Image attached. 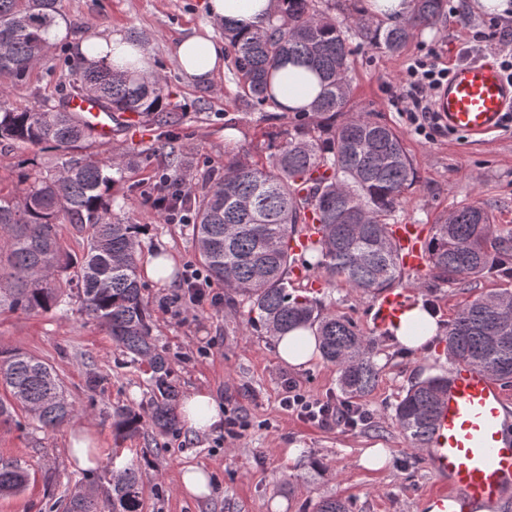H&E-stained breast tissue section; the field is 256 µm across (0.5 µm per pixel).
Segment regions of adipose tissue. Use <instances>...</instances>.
I'll return each instance as SVG.
<instances>
[{
    "instance_id": "obj_1",
    "label": "adipose tissue",
    "mask_w": 512,
    "mask_h": 512,
    "mask_svg": "<svg viewBox=\"0 0 512 512\" xmlns=\"http://www.w3.org/2000/svg\"><path fill=\"white\" fill-rule=\"evenodd\" d=\"M273 7L272 0L205 2L210 17L244 28L259 24L272 12ZM77 52L81 60L89 66L107 62L121 69L131 62L140 73H149L151 69L144 46L117 33L91 35L79 44ZM174 52L183 73L190 81L211 84L224 69V42L212 34H192L183 37L176 42ZM304 73V68L288 62L280 66L274 83V94L281 107L300 109L310 106L319 91L316 82H309L303 87L293 83L295 77ZM180 413L182 420L199 432L218 428L224 419L222 405L205 389L187 391L181 402Z\"/></svg>"
}]
</instances>
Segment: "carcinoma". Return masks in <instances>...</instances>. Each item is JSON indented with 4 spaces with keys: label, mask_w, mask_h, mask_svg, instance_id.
<instances>
[{
    "label": "carcinoma",
    "mask_w": 512,
    "mask_h": 512,
    "mask_svg": "<svg viewBox=\"0 0 512 512\" xmlns=\"http://www.w3.org/2000/svg\"><path fill=\"white\" fill-rule=\"evenodd\" d=\"M275 19L251 31L222 24L233 50L238 97L247 112L276 109L271 82L284 61L303 67L319 92L300 110L288 138L275 146L267 165L240 158L224 162V173L209 177L200 192L183 182L182 159L163 107L166 81L155 75L116 71L107 63L87 67L63 60L69 88L54 105L11 107L9 93L24 83L46 58L50 36L64 18V0H0V140L21 146H50L61 152L58 166L45 173L22 171L14 193L0 192V311L62 310L77 290L81 309L103 326L129 362H147V401L142 411L112 413L116 434L129 437L146 427L173 433L177 387L153 336L148 300L138 272L137 237L132 224L107 199L113 174L127 169L128 153L101 158L95 139L68 100L90 96L114 114L130 113L165 130L171 169L163 175L169 206L185 207L192 238L209 276L224 283L225 302H250L247 323L270 335L309 329L318 337L323 360L336 368L341 391L365 397L376 382L373 340L350 320L327 311L317 300L289 291L295 263L287 242L301 224L319 225L305 247L315 254L308 266L326 287L343 283L375 294L402 283L403 268L392 239L405 193L417 172L400 136L391 127L352 113L348 33L369 45L396 53L414 32L440 26L448 0H412L411 13L386 27L361 12L341 18L332 0H276ZM349 116L336 122V114ZM332 170L307 192L301 184L317 169ZM87 229L86 249L72 255L62 245L59 225ZM427 266L422 283L438 289L487 276L512 278V236H494L492 215L477 202L459 207L431 226L423 246ZM450 360L466 362L504 386L512 384V289L479 294L448 321L443 338ZM448 377L414 382L395 408L409 444L423 448L430 439L439 396ZM0 424L19 405L39 428L55 430L75 414L53 367L19 350H0ZM30 474L19 464L0 466V496L23 492ZM141 472L130 464L112 480V496L101 501L76 490L64 512H142ZM313 512H350L341 498L318 501Z\"/></svg>",
    "instance_id": "cac0c4a2"
}]
</instances>
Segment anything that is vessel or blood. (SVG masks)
<instances>
[{
	"instance_id": "b4317fda",
	"label": "vessel or blood",
	"mask_w": 512,
	"mask_h": 512,
	"mask_svg": "<svg viewBox=\"0 0 512 512\" xmlns=\"http://www.w3.org/2000/svg\"><path fill=\"white\" fill-rule=\"evenodd\" d=\"M69 109L80 114L98 140H111L112 115L93 98H71ZM435 110L448 130L484 137L499 130L505 113L512 111V82L490 61L456 65L436 95ZM393 232L406 269H422L426 255L418 227L399 224ZM409 303V291L385 292L375 307L378 327L391 326ZM425 454L448 484L436 495V505L503 496L512 490V398L486 373L456 363L448 373V389L439 400Z\"/></svg>"
}]
</instances>
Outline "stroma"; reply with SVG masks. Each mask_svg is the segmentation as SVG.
<instances>
[{"mask_svg": "<svg viewBox=\"0 0 512 512\" xmlns=\"http://www.w3.org/2000/svg\"><path fill=\"white\" fill-rule=\"evenodd\" d=\"M66 18L58 47L52 48L28 83L15 90L11 103L28 108L55 101L61 87L47 69L61 56L75 57L86 37L112 31L136 40L147 50L153 72L168 82L166 108L186 168V181L201 184L203 174L223 172L233 155L266 162L269 142H281L289 121L277 110L244 112L237 98L232 62L215 86L186 79L174 55L180 38L203 28L220 34V25L206 12L204 0H65ZM512 24V5L488 11L479 0H461L449 10L440 29L419 34L402 52L392 54L350 35L354 65L349 74L354 111L370 113L394 128L403 140L419 176L408 191L399 223L430 230L437 220L458 207L477 201L494 216V232L512 234V124L478 141L468 135L440 131L432 137L415 132L400 100L406 68L424 57L453 66L470 32L482 30L495 45L501 28ZM108 151L131 150L134 167L116 182L112 195L121 215L146 225L139 258L158 252L174 254L179 265L196 262L191 230L161 219L153 200L160 177L169 165V147L149 122L114 131ZM28 159L44 170L54 168L57 152L0 141V190L17 185L16 164ZM418 273L403 274L402 286L414 302L430 305L439 326H446L473 292L511 288L512 280L490 276L467 285L438 290L418 287ZM181 274L166 281L146 280L145 294L153 318V334L165 351L178 392L204 388L223 405L226 414H240L247 427L240 438L225 437L223 429L200 433L187 426L161 435L144 430L118 440L112 433V410H140L146 399L147 376L127 364L125 355L96 322L88 319L79 301L67 311L27 314L0 313V348H18L52 365L77 408L66 425L44 431L25 412L0 425V464L27 467L31 482L15 496L0 497V512H62L61 502L81 486L106 492L111 484L107 463L121 468L137 464L142 473L145 512H312L326 497L348 500L351 512H422L429 493L441 490L439 476L428 466L422 449L410 447L394 409L411 382L447 373L448 355L442 340L408 351L390 334L373 327L376 296L339 286L324 287L314 273L291 277L298 294L323 302L326 308L353 321L376 340L374 361L379 369L372 392L360 404L368 423L350 428L324 426L288 412L281 405L287 384L312 398L332 404L344 401L334 367L316 358L295 369L279 359L270 336L246 329L249 304L194 306L181 299ZM87 427L100 439L98 464L90 470L73 468L67 448L71 432ZM296 456H289V449ZM384 448L390 457L384 468L360 463L365 449ZM195 465L208 471L211 493L188 498L177 491L181 469Z\"/></svg>", "mask_w": 512, "mask_h": 512, "instance_id": "stroma-1", "label": "stroma"}]
</instances>
